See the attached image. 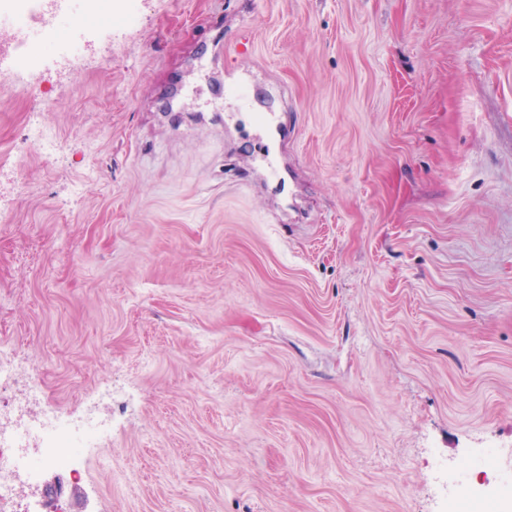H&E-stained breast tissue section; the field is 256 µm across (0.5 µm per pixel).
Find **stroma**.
I'll return each mask as SVG.
<instances>
[{"instance_id":"35a3bbf8","label":"stroma","mask_w":512,"mask_h":512,"mask_svg":"<svg viewBox=\"0 0 512 512\" xmlns=\"http://www.w3.org/2000/svg\"><path fill=\"white\" fill-rule=\"evenodd\" d=\"M113 3L0 78V349L102 428L18 512H446L512 448V0ZM27 140L31 146L47 156L59 153L62 148L54 130L40 120H34L29 125ZM511 449L507 451L502 448H487L482 453L473 459H470L462 468L485 472L486 470H497L506 465L510 460L511 464Z\"/></svg>"}]
</instances>
